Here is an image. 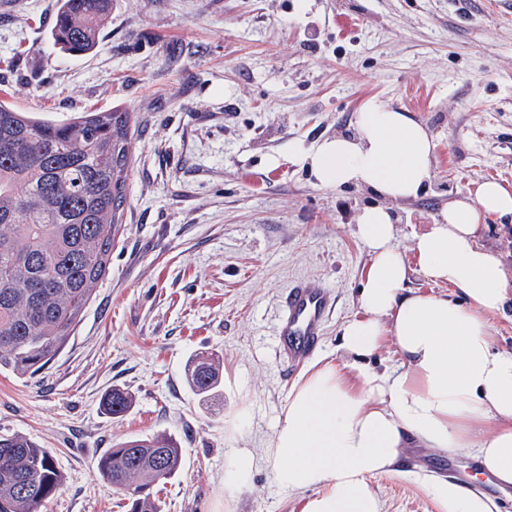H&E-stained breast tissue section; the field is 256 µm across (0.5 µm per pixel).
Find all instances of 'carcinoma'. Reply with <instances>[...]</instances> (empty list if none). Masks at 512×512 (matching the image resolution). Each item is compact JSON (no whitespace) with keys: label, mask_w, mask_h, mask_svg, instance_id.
<instances>
[{"label":"carcinoma","mask_w":512,"mask_h":512,"mask_svg":"<svg viewBox=\"0 0 512 512\" xmlns=\"http://www.w3.org/2000/svg\"><path fill=\"white\" fill-rule=\"evenodd\" d=\"M112 0H59L54 44L95 50ZM133 113L86 110L63 122L36 119L0 100V372L43 370L64 348L106 275L127 205ZM187 384L206 397L221 384L220 361L195 356ZM130 392L102 400L115 419ZM183 452L159 433L112 445L100 476L129 512H161L156 487L180 470ZM51 452L21 434L0 435V512H42L63 486Z\"/></svg>","instance_id":"cac0c4a2"}]
</instances>
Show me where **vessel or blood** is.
<instances>
[{"instance_id":"b4317fda","label":"vessel or blood","mask_w":512,"mask_h":512,"mask_svg":"<svg viewBox=\"0 0 512 512\" xmlns=\"http://www.w3.org/2000/svg\"><path fill=\"white\" fill-rule=\"evenodd\" d=\"M335 308L329 289L299 282L282 297L276 358L285 374H292L318 348L325 324Z\"/></svg>"}]
</instances>
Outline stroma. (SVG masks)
Returning <instances> with one entry per match:
<instances>
[{"label":"stroma","instance_id":"stroma-1","mask_svg":"<svg viewBox=\"0 0 512 512\" xmlns=\"http://www.w3.org/2000/svg\"><path fill=\"white\" fill-rule=\"evenodd\" d=\"M58 0H0V98L60 122L88 109L134 114L127 206L109 269L73 337L34 376L0 374V434L48 448L65 482L43 512H127L94 469L112 444L167 433L180 472L162 512H302L305 494L260 463L224 493L232 449L270 447L295 386L344 364L342 326L370 263L356 217L388 204L397 242L495 180L512 190V0H112L101 42L73 56L50 30ZM378 100L433 144L414 199L325 187L305 156L355 132ZM297 279L334 290L321 349L293 378L275 357L278 299ZM200 353L224 361L220 388L186 382ZM129 391L126 416L102 396ZM371 477L382 512H439L428 463Z\"/></svg>","mask_w":512,"mask_h":512}]
</instances>
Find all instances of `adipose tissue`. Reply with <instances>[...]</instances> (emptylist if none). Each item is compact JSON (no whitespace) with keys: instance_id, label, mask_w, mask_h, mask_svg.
Listing matches in <instances>:
<instances>
[{"instance_id":"ef3b65f1","label":"adipose tissue","mask_w":512,"mask_h":512,"mask_svg":"<svg viewBox=\"0 0 512 512\" xmlns=\"http://www.w3.org/2000/svg\"><path fill=\"white\" fill-rule=\"evenodd\" d=\"M357 135L336 137L309 155L319 184L368 186L382 197H418L432 177L434 145L405 113L371 100L356 114ZM512 214V191L479 184L474 196L441 211L440 221L396 242L388 209L364 208L357 233L370 264L359 313L341 330L353 375L327 364L295 387L266 457L276 486L311 491L303 512H381L369 479L391 471L418 443L475 459L500 489L512 487V353L495 351L490 318L512 301L500 255L479 244L487 217ZM434 283L463 300L408 288V257ZM399 363L368 365L384 341ZM440 512H493L486 495L454 481L431 485Z\"/></svg>"}]
</instances>
